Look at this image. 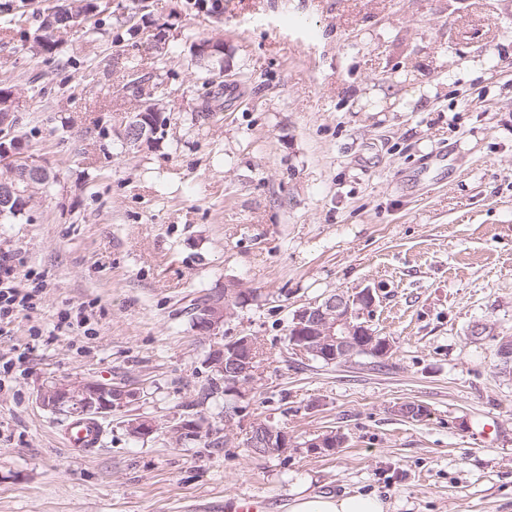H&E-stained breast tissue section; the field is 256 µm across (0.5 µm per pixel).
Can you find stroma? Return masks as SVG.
Segmentation results:
<instances>
[{
    "instance_id": "35a3bbf8",
    "label": "stroma",
    "mask_w": 512,
    "mask_h": 512,
    "mask_svg": "<svg viewBox=\"0 0 512 512\" xmlns=\"http://www.w3.org/2000/svg\"><path fill=\"white\" fill-rule=\"evenodd\" d=\"M58 2L0 0V85L58 175L29 221L0 224V254L47 283L41 309L0 333V362L27 355L0 379V512H225L240 495L288 512L300 491L512 512V375L493 367L512 336V0H143L162 49L128 35L133 0H97L95 28L34 53ZM200 39L224 44L201 127ZM136 77L169 124L129 149ZM227 282L248 300L224 336L256 338L260 375L212 395L211 341L189 315ZM367 287L388 358L293 354L297 308ZM76 305L88 326L57 328ZM53 379L139 397L80 453L68 417L36 399ZM402 402L428 417L395 415ZM138 416L152 436L129 434ZM185 420L203 433L175 442ZM255 421L292 447L250 452ZM329 430L342 448H305Z\"/></svg>"
}]
</instances>
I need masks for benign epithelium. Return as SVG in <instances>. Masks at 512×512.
<instances>
[{"label": "benign epithelium", "instance_id": "benign-epithelium-1", "mask_svg": "<svg viewBox=\"0 0 512 512\" xmlns=\"http://www.w3.org/2000/svg\"><path fill=\"white\" fill-rule=\"evenodd\" d=\"M123 134L125 141L137 145L145 138L147 130L131 117ZM47 176L48 170L36 165L13 163L0 168V207H8L16 199L24 208L31 207L41 194ZM244 299L243 291L232 284L212 292L196 310L204 332L217 339L223 337L224 322L235 316ZM375 303L374 290L365 288L353 295L336 291L303 305L291 317L288 328L290 349L297 355L312 356L330 364L349 361L364 353L381 359L388 357L392 351L390 339L369 324L368 312ZM252 341V337L244 336L212 345L210 367L224 375L227 383L235 388L257 381ZM136 396L135 391L98 380H63L42 385L38 401L54 413L67 408L74 417L93 418L112 415V410L129 404ZM127 429L138 438H147L155 432L152 422L140 417L128 421ZM200 433L195 421L185 420L173 429L172 437L178 442L187 437H198ZM289 442L285 430L254 422L249 429L247 447L270 448L281 453L289 447ZM343 443V437L325 434L306 441L304 447L329 451Z\"/></svg>", "mask_w": 512, "mask_h": 512}]
</instances>
